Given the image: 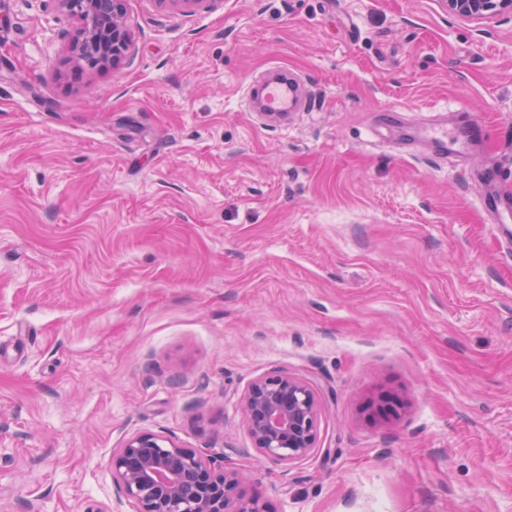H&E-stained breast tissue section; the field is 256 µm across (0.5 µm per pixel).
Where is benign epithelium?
<instances>
[{
  "instance_id": "benign-epithelium-1",
  "label": "benign epithelium",
  "mask_w": 512,
  "mask_h": 512,
  "mask_svg": "<svg viewBox=\"0 0 512 512\" xmlns=\"http://www.w3.org/2000/svg\"><path fill=\"white\" fill-rule=\"evenodd\" d=\"M81 27L71 51L89 67L116 65L129 43L124 0H57ZM452 17L487 23L512 15V0H441ZM242 414L256 450L271 461L293 463L315 447L318 401L301 379L273 370L245 392ZM106 466L118 496L135 512H265L238 494L239 472L225 458L182 448L150 433H136L112 451Z\"/></svg>"
}]
</instances>
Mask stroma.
<instances>
[{"label":"stroma","instance_id":"stroma-1","mask_svg":"<svg viewBox=\"0 0 512 512\" xmlns=\"http://www.w3.org/2000/svg\"><path fill=\"white\" fill-rule=\"evenodd\" d=\"M114 68L56 0H0V512H134L105 467L151 432L224 455L266 512H512V17L439 0H126ZM274 66L311 109L247 96ZM464 116L479 155L385 123ZM319 404L282 465L239 403ZM452 17L459 20L487 23L503 13L512 15V0H441ZM241 407L254 447L269 460L289 464L314 449L318 401L301 379L273 370L250 384Z\"/></svg>","mask_w":512,"mask_h":512}]
</instances>
